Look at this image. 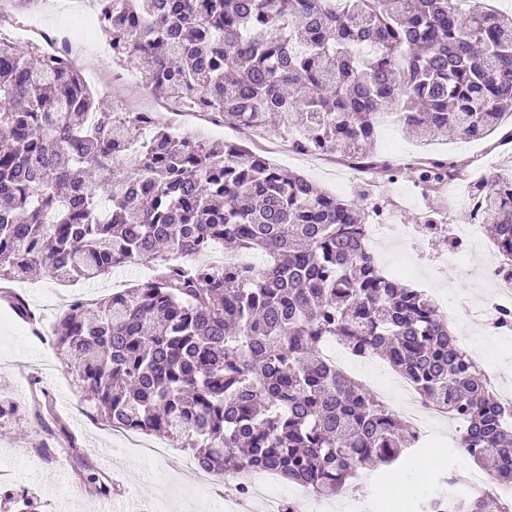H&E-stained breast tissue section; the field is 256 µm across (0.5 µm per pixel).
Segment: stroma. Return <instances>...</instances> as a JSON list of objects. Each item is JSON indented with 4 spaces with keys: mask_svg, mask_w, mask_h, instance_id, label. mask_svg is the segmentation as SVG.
<instances>
[{
    "mask_svg": "<svg viewBox=\"0 0 512 512\" xmlns=\"http://www.w3.org/2000/svg\"><path fill=\"white\" fill-rule=\"evenodd\" d=\"M143 93L142 83L136 78L116 85L113 95L104 97L103 104L120 109L129 101L141 103L159 124L178 129L180 135L187 137L209 125L203 117H180L161 107L157 99L143 100ZM212 128V139L250 147L275 165L305 175L320 190L331 193L339 187L347 198H378L390 223L420 224L425 215H434V228L415 236L387 237L375 260L389 276L416 288L433 290L442 301L452 302L454 313L467 321L466 329L458 333L462 345L481 346L504 387L512 388V335L491 334L489 327L472 322L470 313L471 300L489 290L480 272L496 260L492 241L486 231H479L475 247L458 266L450 268L437 260L438 251L448 243L450 226L470 223L466 200L478 181L512 176V148L501 144L503 132L512 129L511 116L504 117L499 130L485 138L440 141L430 146L420 145L397 123L379 126L372 147L378 158L402 164L417 156L444 155L463 165L460 180L449 187L432 189L419 185L410 170L390 181L372 171L349 167L347 158L340 155L291 157L276 151L273 138L250 135L221 123ZM152 272V263L144 261L116 268L101 278L67 285L44 275L1 280L0 290L22 296L30 310L50 325L61 310L47 307L48 298L60 299L79 292L91 301L133 287ZM26 328L27 322L16 312L11 298L0 300V398L16 402L21 410L18 417L0 420V484L24 486L34 497L37 512H96L99 499L89 491L88 473L77 468L76 460L81 457L97 473L102 470L103 459L112 460V476L120 487L112 497L116 512H124L131 501L136 503L138 512H194L198 498L217 503L226 490L232 489L233 482L228 479L212 484L207 493H198L194 475L186 467L189 455L176 439L140 435V442L164 449V456L158 459H143L125 451L127 432L112 429L105 421L91 419L84 413L85 394L75 384L68 360L60 352L54 355L55 370L43 375L42 384L47 390L46 402L56 415L66 418L76 444L59 447L56 459L44 462L37 451L41 439L37 424L43 415L34 409L27 387L44 347L36 337L27 335ZM426 454L440 457V465L416 471L403 461L394 468L407 488L406 512H417V500L432 489L442 472L458 470L470 462L465 454L457 451L449 455L441 447L429 448Z\"/></svg>",
    "mask_w": 512,
    "mask_h": 512,
    "instance_id": "obj_1",
    "label": "stroma"
}]
</instances>
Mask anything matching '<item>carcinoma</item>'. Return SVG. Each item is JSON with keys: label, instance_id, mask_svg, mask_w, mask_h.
I'll return each instance as SVG.
<instances>
[{"label": "carcinoma", "instance_id": "carcinoma-1", "mask_svg": "<svg viewBox=\"0 0 512 512\" xmlns=\"http://www.w3.org/2000/svg\"><path fill=\"white\" fill-rule=\"evenodd\" d=\"M112 61L151 94L239 128H296L311 154L362 164L382 112L417 140L478 138L512 112V14L480 0H105ZM284 116L270 129L266 115ZM0 279L61 282L155 262L133 288L74 301L53 327L91 409L176 438L222 480L271 468L317 497L401 461L410 428L336 368L329 337L382 356L463 422L460 446L512 483V407L489 393L435 303L368 254V214L234 143L174 134L144 112L103 111L75 66L0 37ZM449 162L415 167L436 184ZM512 268V179L482 192ZM230 240L263 262L212 267ZM90 492L110 497L94 474ZM0 497L35 512L15 490ZM471 492L456 512H485Z\"/></svg>", "mask_w": 512, "mask_h": 512}]
</instances>
